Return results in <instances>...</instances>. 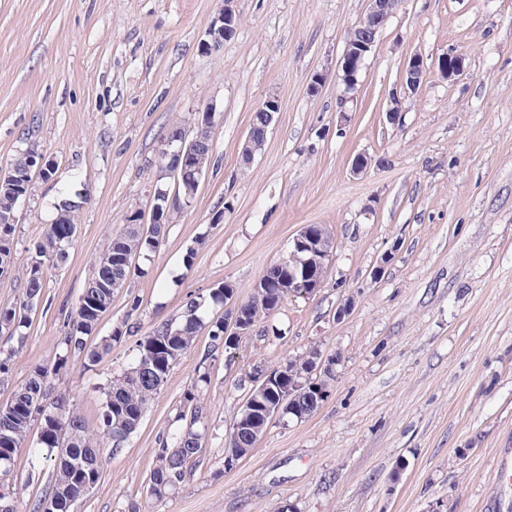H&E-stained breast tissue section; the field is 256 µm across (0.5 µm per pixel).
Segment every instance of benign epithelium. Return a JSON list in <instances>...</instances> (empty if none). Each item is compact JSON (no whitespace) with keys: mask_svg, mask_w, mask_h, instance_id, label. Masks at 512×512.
Returning <instances> with one entry per match:
<instances>
[{"mask_svg":"<svg viewBox=\"0 0 512 512\" xmlns=\"http://www.w3.org/2000/svg\"><path fill=\"white\" fill-rule=\"evenodd\" d=\"M403 0H368V7L356 25V32H348L345 47L340 59L338 76L343 85L351 89L357 82V75L366 57L373 51L380 34L388 20L398 11ZM230 0H225L224 13L218 17L210 29L211 42L207 44L210 50H219L224 40L231 37L238 26V16L229 6ZM437 69L444 79L459 76L464 71L463 58L459 55L448 54L438 59ZM425 70L424 60L418 55H412L405 66L404 82L408 89L415 91L421 85ZM214 114L205 112L197 119L191 129H182V134L170 139L167 148L163 149L162 157L165 165L161 167L157 178H165L173 182L168 206L170 212L162 211L155 204L147 217L146 224H163L170 219L171 214H177L185 205L178 193L179 175L190 169L196 161L197 152L206 147L212 148V128ZM266 138H257L253 130H248L242 147V158L251 161L264 146ZM336 242L327 234L326 227L321 224H306L302 226L292 239L290 253L302 255L303 269H294L288 275V298L301 297L309 299L322 287L325 269L333 257ZM241 301L235 294L227 290L224 294V337L234 341L238 336H248L251 330L240 316Z\"/></svg>","mask_w":512,"mask_h":512,"instance_id":"benign-epithelium-1","label":"benign epithelium"}]
</instances>
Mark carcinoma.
<instances>
[{
	"mask_svg": "<svg viewBox=\"0 0 512 512\" xmlns=\"http://www.w3.org/2000/svg\"><path fill=\"white\" fill-rule=\"evenodd\" d=\"M15 181L0 187V211H16L13 204L18 188L29 187L33 169L29 153L24 151L9 164ZM78 205L70 200L59 204L57 223L45 226L35 256L22 273L26 301L18 307H1L0 322L12 327V336L23 344L22 329L29 325V312L43 296L45 267L57 266L66 258L67 242L62 239L71 224L76 222ZM16 225L0 224V274L1 267H10ZM162 225L151 233L139 224H124L107 242L95 260L92 276L79 296L68 331L61 346L45 364L34 366L26 381L14 392L10 402L0 408V478L10 484L13 478L15 457L24 444L34 423L40 430L52 431V424L66 427L63 445H58V434L28 449L27 461L31 470L49 466V483L44 493L35 500L32 512H57L55 503L65 499L77 487L90 481L98 483L106 457V448H120L139 428L150 402L160 393L171 370L193 344L201 332L210 339L208 356L230 346L224 339V317L207 322L198 315L199 304L190 301L177 324L166 323L141 337L136 345L133 362L112 377L102 387L103 403L97 427L91 428L81 414L77 403L65 390L55 387L54 377L65 369L74 357H83L94 363L109 352L112 344L125 335L117 327L112 336L99 349L87 347L86 337L96 328L101 316L111 307L116 288L123 287L132 271L135 260L155 252L161 245ZM298 266L294 259L284 265L272 264L263 273L268 284L264 298L244 302L242 313L249 326H255L278 311L284 303L288 282V269ZM309 355L286 360L285 367L275 369V380L260 393H251L255 407L247 424L238 426L237 433L224 444V457L241 461L255 448L271 421V414L282 397L288 396V387L294 382L306 384V391L288 396V416H310L316 412L308 394L316 389L330 387L334 377L322 373L309 374ZM210 382V366L201 361L196 369V379L185 393L184 409L176 413V420L190 422L173 432L158 437L154 452V465L150 473V497L165 499L185 479L188 466L196 463L203 452L202 434L195 428L203 415L199 401V388Z\"/></svg>",
	"mask_w": 512,
	"mask_h": 512,
	"instance_id": "1",
	"label": "carcinoma"
}]
</instances>
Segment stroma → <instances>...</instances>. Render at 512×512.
<instances>
[{
  "mask_svg": "<svg viewBox=\"0 0 512 512\" xmlns=\"http://www.w3.org/2000/svg\"><path fill=\"white\" fill-rule=\"evenodd\" d=\"M225 5L0 0V167L30 146L55 164L17 208L0 307L24 301L20 269L64 193L82 196L77 234L47 273L25 344L0 335V350L15 352L0 406L53 357L103 246L148 212L172 127L209 109L213 154L195 197L115 291L88 344L122 324L131 335L94 365L72 360L56 381L88 425L138 338L179 321L188 300L205 320L221 315L210 293L224 283L248 300L303 225L328 227L336 250L315 296L285 301L212 360L203 453L175 494L155 500L147 481L158 436L175 430L207 353L204 333L136 433L107 452L76 512H512V481L498 477L499 450L512 443V0H403L351 91L336 64L366 0H233L241 22L212 52ZM414 54L427 72L411 94L402 80ZM448 54L465 59L453 81L436 71ZM318 72L326 82L309 93ZM271 97L280 110L243 167L252 114ZM363 156L366 171L353 174ZM349 298L352 313L337 319ZM313 347L340 356L327 400L305 419L272 420L226 469L225 435L254 366ZM46 484L19 452L15 512H30Z\"/></svg>",
  "mask_w": 512,
  "mask_h": 512,
  "instance_id": "obj_1",
  "label": "stroma"
}]
</instances>
